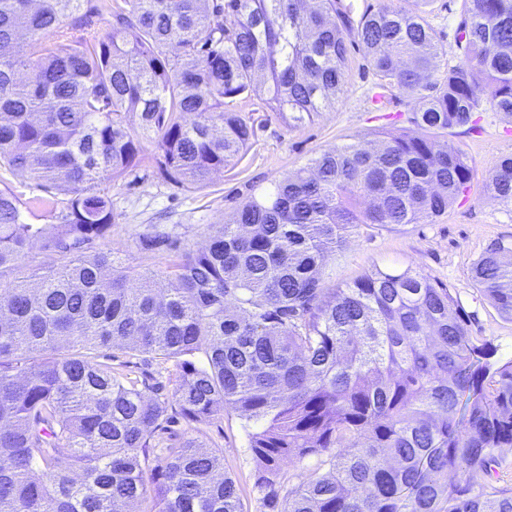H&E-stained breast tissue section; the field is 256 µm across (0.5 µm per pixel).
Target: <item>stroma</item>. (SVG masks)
<instances>
[{
  "label": "stroma",
  "instance_id": "obj_1",
  "mask_svg": "<svg viewBox=\"0 0 512 512\" xmlns=\"http://www.w3.org/2000/svg\"><path fill=\"white\" fill-rule=\"evenodd\" d=\"M428 21L439 39L437 67L455 64L460 51L456 30L461 21L459 0H435ZM375 77L362 51L352 50L346 81L334 105L310 120L293 126L259 105L244 109L254 126L252 144L240 162L217 173L212 180L187 186L172 180L147 162L129 175L98 183L112 200L114 219L108 236L96 241L93 251L116 250L127 263L140 270L164 267V251L139 247L143 235L166 233L186 246H203L214 225L223 223L251 195L271 188L283 176L304 166L324 150L344 142L376 143L389 124L403 127L414 101L396 91L386 110L375 111L368 90ZM477 127L448 134L467 154L471 186L447 215L436 224H413L401 231H352L343 249L326 265L328 281L342 285L354 280L372 265L412 267L447 285L467 315V329L476 343L490 342L497 364L512 361V321L502 318L489 300L475 288L470 270L494 241L512 243V205L488 194L485 185L493 166L512 156V118L483 106L477 112ZM247 421L235 410L222 417L186 426L170 424L159 430L160 448H177L189 438L207 449L224 453V469L235 480L244 512H268L256 484L258 466L249 448Z\"/></svg>",
  "mask_w": 512,
  "mask_h": 512
}]
</instances>
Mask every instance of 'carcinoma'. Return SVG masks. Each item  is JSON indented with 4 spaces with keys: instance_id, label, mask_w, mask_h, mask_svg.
I'll use <instances>...</instances> for the list:
<instances>
[{
    "instance_id": "cac0c4a2",
    "label": "carcinoma",
    "mask_w": 512,
    "mask_h": 512,
    "mask_svg": "<svg viewBox=\"0 0 512 512\" xmlns=\"http://www.w3.org/2000/svg\"><path fill=\"white\" fill-rule=\"evenodd\" d=\"M431 3L366 2L356 20L342 0H112L101 35L92 0H0V166L43 191L0 190V512H244L221 450L152 444L164 423L227 408L254 425L271 512H512L498 455L512 447V362L493 367L450 289L416 269L374 266L338 288L324 277L352 229L447 214L472 170L441 137L473 128L485 103L512 116V0H461V57L442 75ZM354 45L371 97L413 96L411 128L323 151L202 247L144 240L174 253L161 289L115 252L86 251L112 227L98 180L148 158L205 183L248 150L242 107L303 123L335 103ZM61 186L48 238L22 210L53 212ZM486 188L512 203L511 156ZM40 241L54 258L23 280ZM507 253L493 243L471 279L512 320ZM114 346L172 363L171 389L149 395L99 361ZM310 456L313 475L284 484L283 467Z\"/></svg>"
}]
</instances>
